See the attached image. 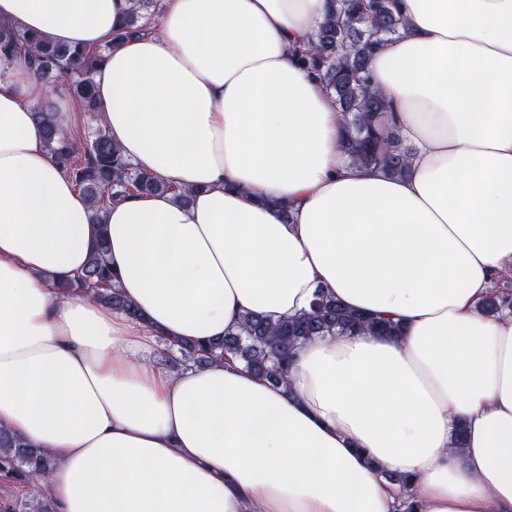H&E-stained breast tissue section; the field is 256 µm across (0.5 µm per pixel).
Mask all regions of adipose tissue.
I'll return each mask as SVG.
<instances>
[{"label":"adipose tissue","mask_w":512,"mask_h":512,"mask_svg":"<svg viewBox=\"0 0 512 512\" xmlns=\"http://www.w3.org/2000/svg\"><path fill=\"white\" fill-rule=\"evenodd\" d=\"M373 52L405 174L355 164L293 55L331 0H0V21L105 53L100 118L136 168L192 191L113 203L57 166L46 87L0 57V428L49 454L56 512H512V0H399ZM135 320L75 289L99 232ZM397 337L321 336L287 385L238 361L171 372L185 340L319 293ZM463 442H456V431ZM405 476L406 485L386 475ZM152 2L153 0H134L133 8L124 23L114 32L113 40H121L124 37L146 31L151 15H153L149 10Z\"/></svg>","instance_id":"obj_1"}]
</instances>
